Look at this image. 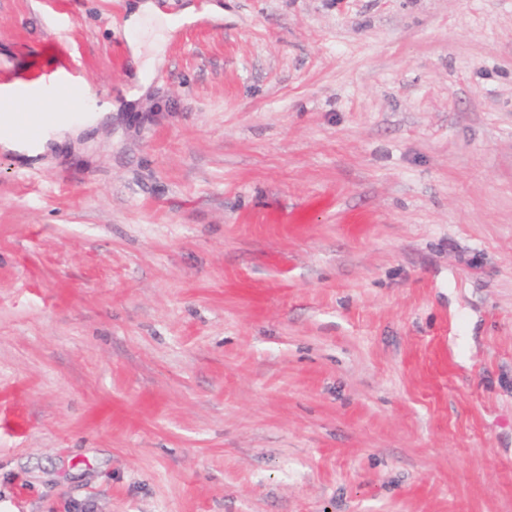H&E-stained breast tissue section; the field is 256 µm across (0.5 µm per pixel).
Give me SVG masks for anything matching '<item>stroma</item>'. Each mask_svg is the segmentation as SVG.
Returning <instances> with one entry per match:
<instances>
[{"instance_id": "obj_1", "label": "stroma", "mask_w": 512, "mask_h": 512, "mask_svg": "<svg viewBox=\"0 0 512 512\" xmlns=\"http://www.w3.org/2000/svg\"><path fill=\"white\" fill-rule=\"evenodd\" d=\"M0 0V512H512V0ZM190 17V14L185 13L181 15L178 19H167L164 24L160 25V33H157L155 35L151 43L153 55L143 61V68L145 70H151L154 67L155 63L157 62L158 55L163 51V46L165 44V37L163 35V32H165L166 30L171 31L177 28L179 25L187 21Z\"/></svg>"}]
</instances>
